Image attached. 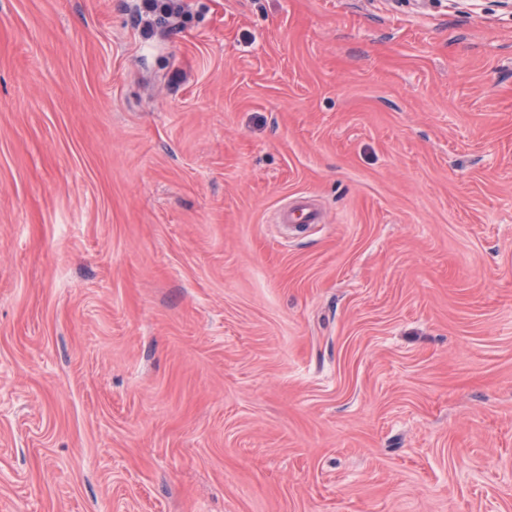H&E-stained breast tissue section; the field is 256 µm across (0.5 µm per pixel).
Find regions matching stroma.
Returning <instances> with one entry per match:
<instances>
[{"label": "stroma", "instance_id": "stroma-1", "mask_svg": "<svg viewBox=\"0 0 512 512\" xmlns=\"http://www.w3.org/2000/svg\"><path fill=\"white\" fill-rule=\"evenodd\" d=\"M185 3L0 0V512H512V10ZM182 0H143L142 8L138 14V22L143 24L144 30L153 27L152 17L182 19L186 22L190 16L185 10ZM278 224H320L324 222L322 211L308 198L288 204L276 215Z\"/></svg>", "mask_w": 512, "mask_h": 512}]
</instances>
